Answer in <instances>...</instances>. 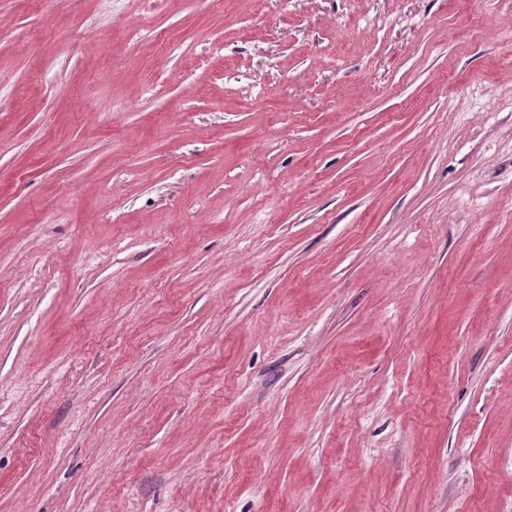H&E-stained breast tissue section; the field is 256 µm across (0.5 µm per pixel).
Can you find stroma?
I'll return each mask as SVG.
<instances>
[{
  "instance_id": "stroma-1",
  "label": "stroma",
  "mask_w": 512,
  "mask_h": 512,
  "mask_svg": "<svg viewBox=\"0 0 512 512\" xmlns=\"http://www.w3.org/2000/svg\"><path fill=\"white\" fill-rule=\"evenodd\" d=\"M0 512H512V0H0Z\"/></svg>"
}]
</instances>
